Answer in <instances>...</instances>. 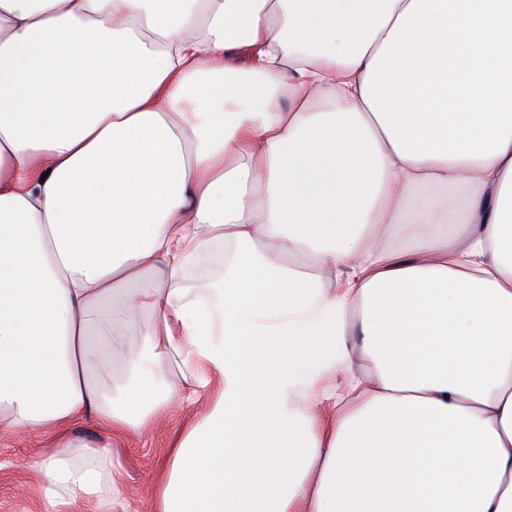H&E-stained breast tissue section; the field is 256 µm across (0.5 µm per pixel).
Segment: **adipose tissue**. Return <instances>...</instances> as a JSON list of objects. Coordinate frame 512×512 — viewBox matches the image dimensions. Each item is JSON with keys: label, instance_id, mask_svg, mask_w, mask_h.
Segmentation results:
<instances>
[{"label": "adipose tissue", "instance_id": "ef3b65f1", "mask_svg": "<svg viewBox=\"0 0 512 512\" xmlns=\"http://www.w3.org/2000/svg\"><path fill=\"white\" fill-rule=\"evenodd\" d=\"M202 397L150 512H512V0H0V433Z\"/></svg>", "mask_w": 512, "mask_h": 512}]
</instances>
